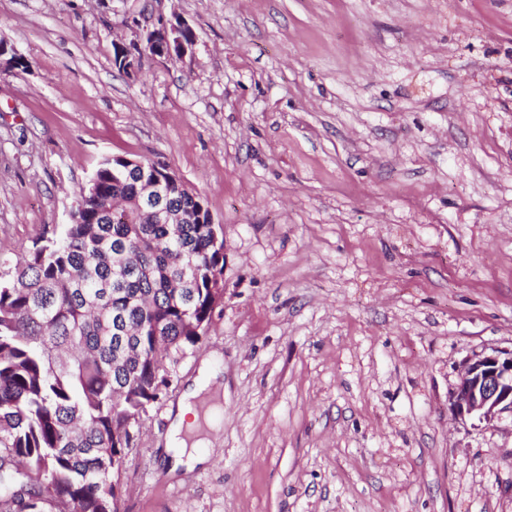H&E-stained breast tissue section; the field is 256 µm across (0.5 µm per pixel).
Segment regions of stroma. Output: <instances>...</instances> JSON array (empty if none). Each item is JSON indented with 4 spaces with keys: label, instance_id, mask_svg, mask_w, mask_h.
I'll return each instance as SVG.
<instances>
[{
    "label": "stroma",
    "instance_id": "obj_1",
    "mask_svg": "<svg viewBox=\"0 0 512 512\" xmlns=\"http://www.w3.org/2000/svg\"><path fill=\"white\" fill-rule=\"evenodd\" d=\"M192 50L112 65L126 23ZM0 259L114 156L166 164L224 236V296L133 428L121 512H512V415L455 420L512 350V0H0ZM224 371L207 462L168 414ZM131 27L134 29L135 38L127 43H115L118 47L119 58L124 60V65L130 73V77L141 73L143 59L145 56L159 59H174L184 56L194 45L195 37L189 24L178 15L172 19L159 21L150 27L143 28L138 20L133 19ZM160 45L163 51L159 55H154L151 48L144 44ZM461 421H493L505 412L512 415V350L492 351L466 360L451 402Z\"/></svg>",
    "mask_w": 512,
    "mask_h": 512
}]
</instances>
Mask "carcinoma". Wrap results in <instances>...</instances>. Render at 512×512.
<instances>
[{
	"label": "carcinoma",
	"instance_id": "cac0c4a2",
	"mask_svg": "<svg viewBox=\"0 0 512 512\" xmlns=\"http://www.w3.org/2000/svg\"><path fill=\"white\" fill-rule=\"evenodd\" d=\"M118 167L101 164L26 260L0 262V512H117L128 423L211 323L224 238L199 223L205 200H176L190 224H114L112 200L139 191Z\"/></svg>",
	"mask_w": 512,
	"mask_h": 512
}]
</instances>
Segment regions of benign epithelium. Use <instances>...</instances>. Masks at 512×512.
<instances>
[{
  "label": "benign epithelium",
  "instance_id": "benign-epithelium-1",
  "mask_svg": "<svg viewBox=\"0 0 512 512\" xmlns=\"http://www.w3.org/2000/svg\"><path fill=\"white\" fill-rule=\"evenodd\" d=\"M132 28L135 38L117 44L119 58L124 60L132 77L142 71L144 44L161 46L162 52L157 58L169 60L184 56L195 43L191 27L177 15L146 28L134 19ZM19 56L14 47L0 41L1 71L14 67ZM175 189L194 194L174 172L161 171L141 195L124 207L112 208V221L128 222L134 216H148L160 224L172 223L173 211L168 208L167 199ZM451 411L461 421L477 418L490 422L505 412L512 414V350L494 351L466 360L460 369Z\"/></svg>",
  "mask_w": 512,
  "mask_h": 512
}]
</instances>
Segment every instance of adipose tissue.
I'll list each match as a JSON object with an SVG mask.
<instances>
[{
  "mask_svg": "<svg viewBox=\"0 0 512 512\" xmlns=\"http://www.w3.org/2000/svg\"><path fill=\"white\" fill-rule=\"evenodd\" d=\"M223 394L222 370L206 361L199 369L198 381L187 388L172 410L169 440L187 466L207 461V448L218 440L220 427L213 423L212 416L219 411Z\"/></svg>",
  "mask_w": 512,
  "mask_h": 512,
  "instance_id": "1",
  "label": "adipose tissue"
}]
</instances>
